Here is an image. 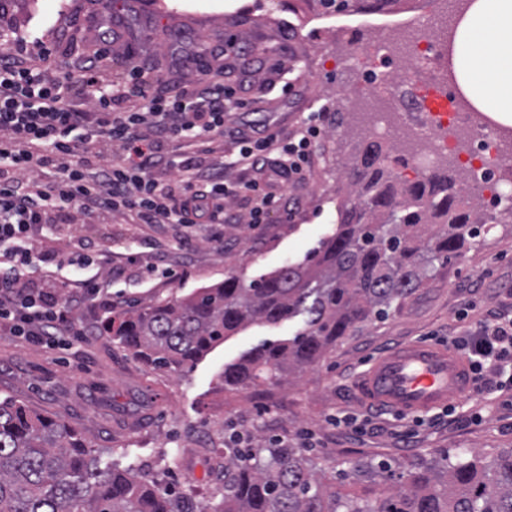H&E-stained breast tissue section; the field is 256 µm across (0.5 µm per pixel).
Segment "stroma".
Returning a JSON list of instances; mask_svg holds the SVG:
<instances>
[{
  "instance_id": "obj_1",
  "label": "stroma",
  "mask_w": 512,
  "mask_h": 512,
  "mask_svg": "<svg viewBox=\"0 0 512 512\" xmlns=\"http://www.w3.org/2000/svg\"><path fill=\"white\" fill-rule=\"evenodd\" d=\"M127 15L124 44L112 46L105 79H123L130 63H151L159 81L151 91L167 96L166 81L197 84V71L175 62L171 33L183 40L221 44L238 40L248 56L224 60V79L249 81L256 109L228 116L227 127L266 125L281 138L297 129L302 111L329 105L323 137L315 148L308 179L282 187L299 198L296 215L287 207L268 212L265 224H179L151 228L114 215L109 223L88 220L58 225L45 247L70 251L80 240L96 252L124 253L134 243L136 257L126 272L112 277L116 310L157 299L180 297L191 289L223 281L233 272L250 280L298 263L336 231L337 208L348 184L343 162L355 155L364 130L388 100L361 91L358 64L350 46L336 36L341 25H361L364 41L396 45L395 79L423 82L430 69H410L412 35L396 26L399 17L428 9L449 16L452 0H407L396 16L322 15L310 0H222L210 11L198 0H141ZM97 0H8L0 29L72 49L93 43ZM264 47L253 55V47ZM295 60L307 82L294 95L281 90L277 63ZM497 220L464 254L437 267L424 284L401 300L383 320L359 325L337 343L325 361L307 368L269 393L224 390L225 364L267 340H284L302 328V318L276 325L254 324L228 336L191 371L174 373L136 360L113 343L102 325L49 350L0 329V400L24 403L32 411L65 422L90 443L101 465L126 470L175 492L191 493L193 512H214L219 500L200 493L224 484L223 448L233 433L251 436L253 445L275 436L308 448L320 466L344 469L353 461H385L407 472L441 454L491 456L512 448V405L487 394L482 403L462 399L454 409L415 415L378 412L358 400L354 382L373 357L396 346L434 339L455 346L467 327L492 318H512V203L500 206ZM166 244L172 280H142L143 266L157 244Z\"/></svg>"
}]
</instances>
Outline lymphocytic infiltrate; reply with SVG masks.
Here are the masks:
<instances>
[{"mask_svg":"<svg viewBox=\"0 0 512 512\" xmlns=\"http://www.w3.org/2000/svg\"><path fill=\"white\" fill-rule=\"evenodd\" d=\"M113 39L103 35L92 51L77 53L72 70L58 74L53 47L20 35L0 39V321L48 348L85 334L78 312L113 307L112 280L100 275L111 257L89 254L81 243L67 253L44 248L54 225L78 214H120L136 224H235L239 216L224 201L242 195L254 203L249 223L259 225L281 201L279 185L304 180L322 136L313 115L287 140L265 127L238 129L232 165L242 178L224 180L189 152L177 179L162 182L156 171L164 143L191 131L202 152H213L226 113L249 108L246 84L211 81L204 91L161 98L136 64L124 81H106L100 63ZM464 347L478 401L488 371L512 361V320L480 325Z\"/></svg>","mask_w":512,"mask_h":512,"instance_id":"1","label":"lymphocytic infiltrate"}]
</instances>
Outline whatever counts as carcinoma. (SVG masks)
Returning a JSON list of instances; mask_svg holds the SVG:
<instances>
[{
    "label": "carcinoma",
    "mask_w": 512,
    "mask_h": 512,
    "mask_svg": "<svg viewBox=\"0 0 512 512\" xmlns=\"http://www.w3.org/2000/svg\"><path fill=\"white\" fill-rule=\"evenodd\" d=\"M343 14L354 0H313ZM387 144L365 137L336 233L300 264L245 282L230 272L216 286L115 313L113 342L155 368L188 372L224 339L260 322L298 316L303 328L265 341L224 367V390L269 391L315 365L357 325L389 315L434 268L462 256L485 230L475 198L448 173L407 178ZM224 499L214 512H512V448L487 459L448 456L407 474L403 487L370 499L341 494L303 448L272 438L261 448H226ZM357 480L394 476L357 461ZM0 512H192L182 497L116 468H102L66 423L0 401Z\"/></svg>",
    "instance_id": "1"
}]
</instances>
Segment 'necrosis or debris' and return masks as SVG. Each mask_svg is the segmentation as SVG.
I'll list each match as a JSON object with an SVG mask.
<instances>
[{
	"instance_id": "necrosis-or-debris-1",
	"label": "necrosis or debris",
	"mask_w": 512,
	"mask_h": 512,
	"mask_svg": "<svg viewBox=\"0 0 512 512\" xmlns=\"http://www.w3.org/2000/svg\"><path fill=\"white\" fill-rule=\"evenodd\" d=\"M338 33L350 44L353 55L361 62L362 87L373 91L388 84L393 87L388 109L373 119L372 137L393 138L398 130L397 117L409 112L423 113L424 118L416 125L415 133L426 141L427 146L412 159L413 170L423 174L438 166L443 158L454 155V145L448 139L438 137V130L457 122L463 123L474 140L475 148L460 158L459 165L478 180L484 212H494L502 198L512 194V153L502 148L498 130L482 113L463 109L454 87H445L436 81L424 85L393 81L392 58L382 46L363 45L350 25L339 26Z\"/></svg>"
}]
</instances>
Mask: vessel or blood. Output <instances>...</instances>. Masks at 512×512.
I'll return each instance as SVG.
<instances>
[{
    "label": "vessel or blood",
    "instance_id": "vessel-or-blood-1",
    "mask_svg": "<svg viewBox=\"0 0 512 512\" xmlns=\"http://www.w3.org/2000/svg\"><path fill=\"white\" fill-rule=\"evenodd\" d=\"M471 388L469 364L456 350L422 341L373 360L355 391L367 404L410 415L455 404Z\"/></svg>",
    "mask_w": 512,
    "mask_h": 512
}]
</instances>
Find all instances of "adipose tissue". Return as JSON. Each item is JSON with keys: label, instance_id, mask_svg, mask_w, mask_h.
<instances>
[{"label": "adipose tissue", "instance_id": "1", "mask_svg": "<svg viewBox=\"0 0 512 512\" xmlns=\"http://www.w3.org/2000/svg\"><path fill=\"white\" fill-rule=\"evenodd\" d=\"M453 64L469 102L512 129V0H473L456 28Z\"/></svg>", "mask_w": 512, "mask_h": 512}]
</instances>
